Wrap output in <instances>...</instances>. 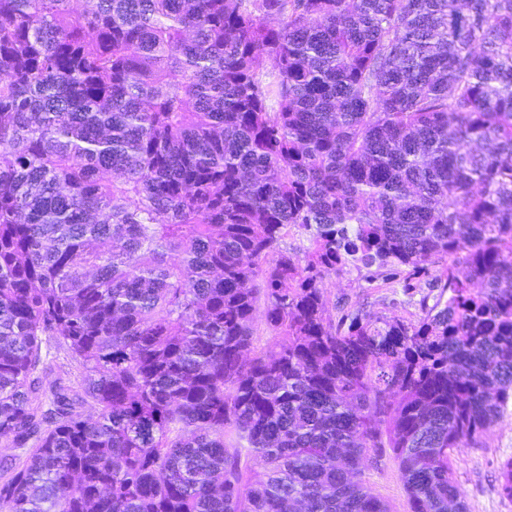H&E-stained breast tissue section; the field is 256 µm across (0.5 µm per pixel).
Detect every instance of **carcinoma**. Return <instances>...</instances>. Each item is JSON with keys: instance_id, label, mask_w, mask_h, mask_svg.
I'll return each instance as SVG.
<instances>
[{"instance_id": "1", "label": "carcinoma", "mask_w": 512, "mask_h": 512, "mask_svg": "<svg viewBox=\"0 0 512 512\" xmlns=\"http://www.w3.org/2000/svg\"><path fill=\"white\" fill-rule=\"evenodd\" d=\"M511 400L512 0H0V512H467ZM363 274L350 268L325 279L324 292L333 319L336 320L338 305L343 303L364 312L416 318L419 314L418 300L432 289L428 288L425 279L420 281L421 288H416L413 293L405 292L396 284L370 288ZM44 381L51 382L56 379H62L63 382L69 384L74 383L76 386L79 378V371L76 365L70 360L63 351L51 349V353L45 358L41 366ZM363 480L372 493L381 497L390 505L391 512H410L397 462L389 450L377 467L370 466L365 470Z\"/></svg>"}]
</instances>
